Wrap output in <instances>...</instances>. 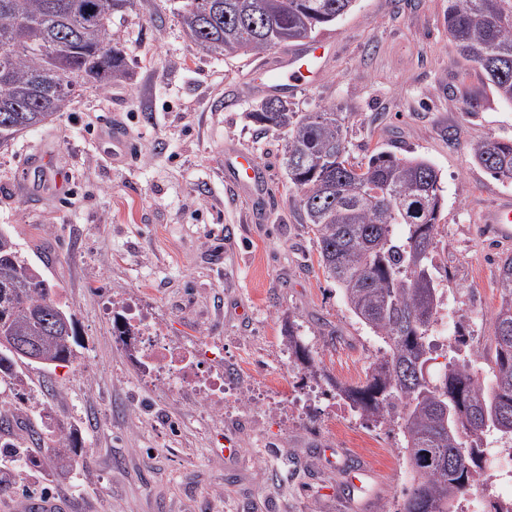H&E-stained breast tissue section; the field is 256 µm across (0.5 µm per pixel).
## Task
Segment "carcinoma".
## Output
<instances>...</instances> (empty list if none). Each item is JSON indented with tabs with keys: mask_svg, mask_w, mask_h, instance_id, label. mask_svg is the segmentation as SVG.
<instances>
[{
	"mask_svg": "<svg viewBox=\"0 0 512 512\" xmlns=\"http://www.w3.org/2000/svg\"><path fill=\"white\" fill-rule=\"evenodd\" d=\"M177 16L208 56H257L313 38L356 0H180ZM132 0H0V144L53 119L87 89L104 91L128 77L129 59L112 36V15ZM448 34L499 96L512 103V0H448ZM284 133L282 165L299 194L302 220L313 233L319 267L349 311L379 342L360 385L336 395L361 416L398 431L411 475L395 512H457L481 477L484 442L512 440V257L498 265L500 303L478 357L484 370L448 363L432 380L430 336L442 297L438 278L442 188L438 170L421 157L372 152L350 161L346 115L328 106L297 112L269 97L250 113ZM473 160L512 182V140L477 139ZM43 268L0 233V337L35 329L60 308ZM65 344L47 338L49 365L72 363L81 346L76 323ZM0 381L24 387L23 371L0 344ZM57 473L67 476L83 456L78 430L58 428L49 445Z\"/></svg>",
	"mask_w": 512,
	"mask_h": 512,
	"instance_id": "carcinoma-1",
	"label": "carcinoma"
}]
</instances>
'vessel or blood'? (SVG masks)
<instances>
[{
	"label": "vessel or blood",
	"instance_id": "vessel-or-blood-1",
	"mask_svg": "<svg viewBox=\"0 0 512 512\" xmlns=\"http://www.w3.org/2000/svg\"><path fill=\"white\" fill-rule=\"evenodd\" d=\"M331 49L330 42L321 40L293 48L257 66L254 86L263 92H285L291 95L314 86L321 71V62ZM225 168L242 192L262 194L265 176L256 160L248 153L228 156ZM486 223L495 226L497 233L512 238V204L506 203L490 211Z\"/></svg>",
	"mask_w": 512,
	"mask_h": 512
}]
</instances>
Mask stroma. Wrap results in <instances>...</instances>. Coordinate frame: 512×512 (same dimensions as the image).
<instances>
[{"label": "stroma", "instance_id": "35a3bbf8", "mask_svg": "<svg viewBox=\"0 0 512 512\" xmlns=\"http://www.w3.org/2000/svg\"><path fill=\"white\" fill-rule=\"evenodd\" d=\"M170 4L134 0L113 15L130 79L82 92L0 145V231L44 260L78 322L82 361L95 363L25 367L31 396L10 439L41 428L46 411L80 430L84 455L64 478L46 448L0 456V512L49 497L67 512H392L407 482L396 433L333 411L337 385L364 381L379 345L319 268L282 134L249 117L263 98L251 84L258 60L200 53ZM315 37L335 52L290 103L347 113L353 162L386 149L435 166L440 309L481 344L499 303L495 259L512 241L480 217L512 199V184L468 148L512 140V104L460 55L448 0H358ZM112 117L137 145L131 160L112 157ZM239 150L265 172L263 199L227 182L224 159ZM127 306L197 350L200 371L223 376V402L150 382L136 337L113 328ZM292 338L315 368L289 350ZM362 466L371 477L351 488L342 474Z\"/></svg>", "mask_w": 512, "mask_h": 512}]
</instances>
